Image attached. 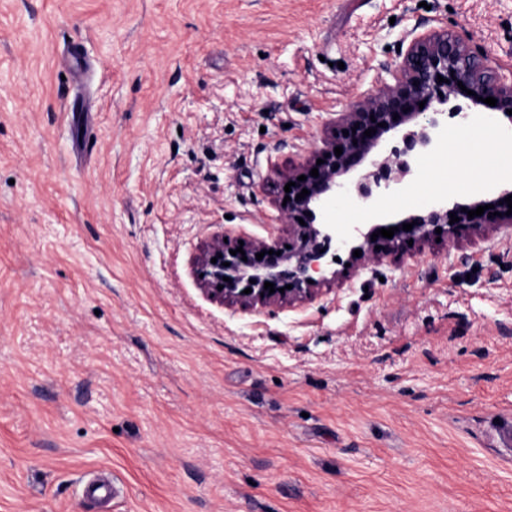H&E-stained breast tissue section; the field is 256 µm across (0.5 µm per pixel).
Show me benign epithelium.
<instances>
[{"instance_id":"benign-epithelium-1","label":"benign epithelium","mask_w":512,"mask_h":512,"mask_svg":"<svg viewBox=\"0 0 512 512\" xmlns=\"http://www.w3.org/2000/svg\"><path fill=\"white\" fill-rule=\"evenodd\" d=\"M400 58L394 67L385 68L389 78L381 80L375 92L364 96L329 123V132L317 153V158L324 163L313 162L303 173L292 168L279 173L283 182L295 183L287 193L291 201L283 210L288 234L293 237L290 248L282 250L274 243L256 240L244 248V253L232 255L224 238H211L201 246L195 260L197 280L203 293L216 302L243 310L273 304L291 305L314 297L321 285L343 275L344 270L333 268L337 264L335 257L341 251L347 252L350 268L356 269L380 261L386 253L402 248L410 240L422 243L438 228L453 241L462 231L479 233L486 227L487 215L470 219L463 212L465 208L474 210L484 206L485 201L460 203L447 197L430 202L419 215L396 222L378 221L381 198L403 194L411 187L403 183L406 176L413 174L412 165L404 156L417 148L429 151L440 141L443 110L439 106L448 103L458 84L473 91L468 99L476 106L502 115L512 109V80L478 49L446 31L430 29L415 35ZM440 76L445 78L442 83L438 82ZM481 97H493L497 103L489 106L479 101ZM422 101L425 105L421 108ZM382 122L386 126H380ZM408 124L418 130L403 136V148H394L382 158L374 157V150L389 133ZM370 128L376 133L367 137L364 132ZM337 147L343 149L339 156L334 152ZM367 162L373 167L370 180L346 179ZM315 167L317 177L310 175ZM301 175L306 176V180H298ZM304 188L310 194L296 199ZM509 195H512V185L501 189L491 201L494 205L491 212L495 213L497 224L512 226V214H507L508 205L504 202ZM349 199L354 200L361 223H333L331 204ZM452 213L459 218L454 224L450 223ZM412 221L415 222L412 230L402 229L403 224ZM390 227L398 228L393 238L379 236L371 240L377 230ZM270 249L273 254H266L260 260L256 258V254ZM357 249L362 250L359 257L353 256ZM214 257L217 258L215 263L211 262ZM266 282L274 284L276 292L269 293L264 288ZM247 288L252 292L244 293Z\"/></svg>"}]
</instances>
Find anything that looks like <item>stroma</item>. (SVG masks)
Masks as SVG:
<instances>
[{
    "label": "stroma",
    "mask_w": 512,
    "mask_h": 512,
    "mask_svg": "<svg viewBox=\"0 0 512 512\" xmlns=\"http://www.w3.org/2000/svg\"><path fill=\"white\" fill-rule=\"evenodd\" d=\"M425 27L512 73V0H0V512H512L511 226L291 306L216 303L193 266L287 245L278 170Z\"/></svg>",
    "instance_id": "obj_1"
}]
</instances>
